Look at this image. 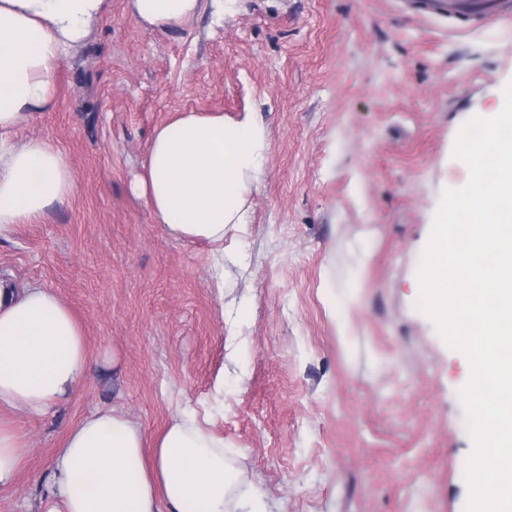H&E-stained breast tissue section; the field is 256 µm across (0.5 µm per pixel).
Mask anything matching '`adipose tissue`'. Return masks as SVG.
Instances as JSON below:
<instances>
[{
	"label": "adipose tissue",
	"instance_id": "1",
	"mask_svg": "<svg viewBox=\"0 0 512 512\" xmlns=\"http://www.w3.org/2000/svg\"><path fill=\"white\" fill-rule=\"evenodd\" d=\"M136 16L165 27L191 19L204 0H132ZM108 0H0V231L31 224L65 204L75 181L63 153L6 136L53 101L63 57L104 18ZM269 131L256 113L237 118L184 112L158 127L134 191L177 240L223 251L250 222ZM100 361L87 350L70 309L50 290L0 282V408L39 412L68 400ZM210 415L174 414L154 446L123 411L100 410L73 425L58 452L42 512H227L236 477ZM27 443L0 418V489L13 485Z\"/></svg>",
	"mask_w": 512,
	"mask_h": 512
}]
</instances>
